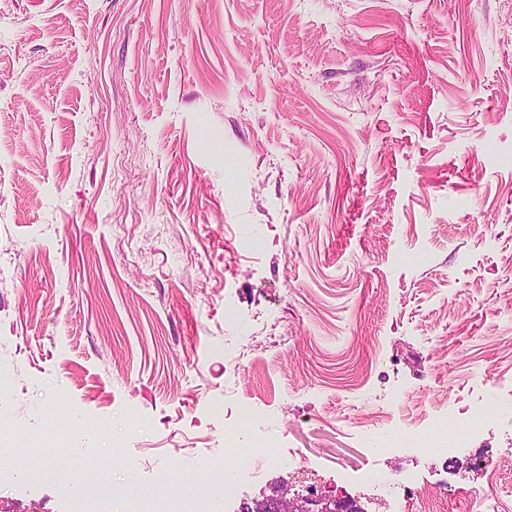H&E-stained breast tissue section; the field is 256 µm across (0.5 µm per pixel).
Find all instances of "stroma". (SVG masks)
I'll use <instances>...</instances> for the list:
<instances>
[{"mask_svg": "<svg viewBox=\"0 0 512 512\" xmlns=\"http://www.w3.org/2000/svg\"><path fill=\"white\" fill-rule=\"evenodd\" d=\"M0 507L73 512L17 459L87 417L67 481L203 486L237 400L328 478L477 512L512 449V0H0ZM489 408L467 456L361 427ZM236 487L210 512L273 495ZM359 470L358 485L366 489L380 490L379 496L389 504L390 501H403L405 504H412L411 510L415 507V512H437L439 504L448 498L445 488L437 492L429 487H419L409 475L391 479L375 467Z\"/></svg>", "mask_w": 512, "mask_h": 512, "instance_id": "stroma-1", "label": "stroma"}]
</instances>
